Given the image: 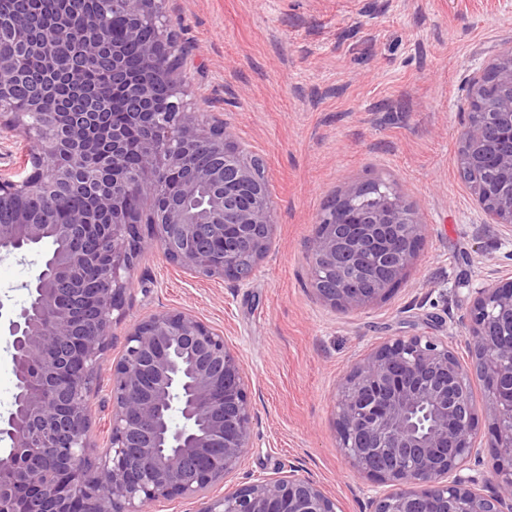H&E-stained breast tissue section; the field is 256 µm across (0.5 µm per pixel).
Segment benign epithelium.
<instances>
[{"label": "benign epithelium", "instance_id": "1", "mask_svg": "<svg viewBox=\"0 0 512 512\" xmlns=\"http://www.w3.org/2000/svg\"><path fill=\"white\" fill-rule=\"evenodd\" d=\"M130 18L125 37L140 45L153 80L138 82L121 67V47L112 44L114 92L127 94L130 115L149 135L139 146L134 175L123 166L127 140L121 129L112 150L96 157L92 172L77 181L76 162L89 134L87 123L70 119V104L87 89L84 63L102 62L101 15L78 12L76 34L83 46L65 73L66 104L44 122L37 102L30 110L10 106L17 63L0 56V134L30 143L25 174H0V205L17 196L51 198L64 186L91 189L112 175V192L101 191L92 211L69 224H55L23 209L0 224V254L19 252L49 237L65 247L46 259L27 284L29 300L10 322L17 392L0 416V436L10 442L11 465L0 470V512H147L161 500L192 498L221 485L249 449L253 407L238 354L224 335L180 310L162 309L132 326L124 353L112 366L109 445L94 454L89 397L96 387L98 357L122 307L127 276L139 254L157 249L185 270L226 277L244 286L265 257L273 231L272 202L259 161L238 146L226 123L190 112L181 75L182 50L169 28L165 0H112ZM154 37L142 39L145 26ZM59 38L39 30L30 51L41 55ZM165 112H145L154 87ZM470 104L459 134L463 172L477 165L468 187L491 223L512 231V49L475 74ZM64 152L60 164L52 153ZM184 169L181 194L171 198L159 175ZM134 188L148 207L127 212L119 199ZM112 214L109 224L98 223ZM146 224L149 235L140 233ZM98 227L90 247L71 241ZM425 230L420 214L390 184L348 186L319 218L306 248L312 287L341 309L366 308L382 299L404 275ZM224 248L212 249L213 235ZM92 272L93 302L84 297ZM468 348L471 364L448 343L426 335L398 336L360 359L341 383L336 423L339 447L350 466L387 490L374 512H502L512 503V281L484 278L471 289ZM486 385L483 410L493 422L495 491L474 488L469 474L476 453L477 407L472 372ZM186 387L178 404L183 424L170 420L172 388ZM203 512H341L319 483L292 467L279 476H252L207 502Z\"/></svg>", "mask_w": 512, "mask_h": 512}]
</instances>
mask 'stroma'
I'll list each match as a JSON object with an SVG mask.
<instances>
[{
  "mask_svg": "<svg viewBox=\"0 0 512 512\" xmlns=\"http://www.w3.org/2000/svg\"><path fill=\"white\" fill-rule=\"evenodd\" d=\"M186 54L193 111L224 119L265 165L270 248L249 284L138 256L113 312L90 401V440L105 448V393L130 326L161 309L222 332L246 372L253 446L233 482L296 465L339 501L370 512L374 480L338 448V385L383 341L448 338L469 361L468 285L512 269V233L489 223L461 179L458 131L472 76L512 47V0H168ZM383 180L426 229L404 276L372 306L332 308L312 289L305 246L332 198ZM44 252L0 257V414L16 391L10 319Z\"/></svg>",
  "mask_w": 512,
  "mask_h": 512,
  "instance_id": "stroma-1",
  "label": "stroma"
}]
</instances>
